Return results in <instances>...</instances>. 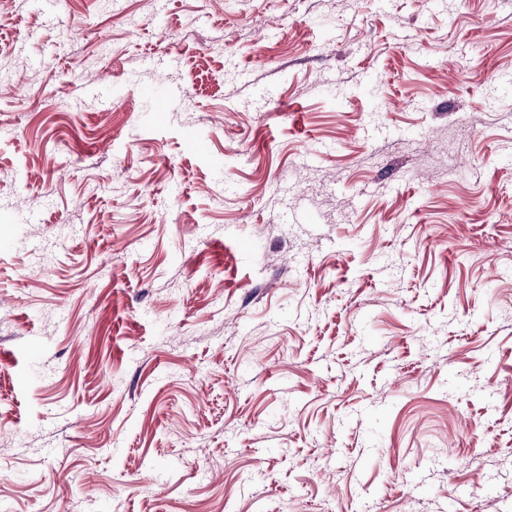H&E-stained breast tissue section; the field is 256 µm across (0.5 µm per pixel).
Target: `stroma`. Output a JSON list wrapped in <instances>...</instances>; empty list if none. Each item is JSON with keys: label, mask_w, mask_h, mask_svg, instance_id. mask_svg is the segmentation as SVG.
I'll list each match as a JSON object with an SVG mask.
<instances>
[{"label": "stroma", "mask_w": 512, "mask_h": 512, "mask_svg": "<svg viewBox=\"0 0 512 512\" xmlns=\"http://www.w3.org/2000/svg\"><path fill=\"white\" fill-rule=\"evenodd\" d=\"M1 46L0 512H512V0Z\"/></svg>", "instance_id": "obj_1"}]
</instances>
